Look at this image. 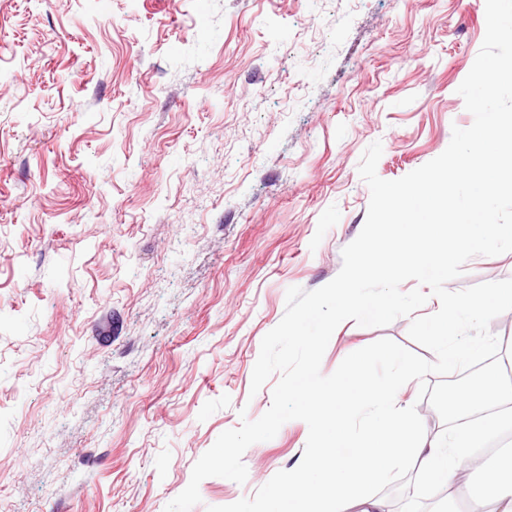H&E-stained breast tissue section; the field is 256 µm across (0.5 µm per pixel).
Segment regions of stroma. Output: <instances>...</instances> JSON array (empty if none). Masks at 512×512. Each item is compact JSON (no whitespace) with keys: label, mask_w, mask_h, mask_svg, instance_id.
<instances>
[{"label":"stroma","mask_w":512,"mask_h":512,"mask_svg":"<svg viewBox=\"0 0 512 512\" xmlns=\"http://www.w3.org/2000/svg\"><path fill=\"white\" fill-rule=\"evenodd\" d=\"M485 0H0V512H164L218 436L258 419L263 337L286 291L336 277L370 190L473 123L457 89ZM512 278L469 259L459 291ZM409 318L341 323L321 362ZM305 422L204 479L192 512L300 463ZM411 459L370 490L385 512H469Z\"/></svg>","instance_id":"stroma-1"}]
</instances>
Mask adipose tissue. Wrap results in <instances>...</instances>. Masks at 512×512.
Instances as JSON below:
<instances>
[{"instance_id":"ef3b65f1","label":"adipose tissue","mask_w":512,"mask_h":512,"mask_svg":"<svg viewBox=\"0 0 512 512\" xmlns=\"http://www.w3.org/2000/svg\"><path fill=\"white\" fill-rule=\"evenodd\" d=\"M301 387L316 414L332 416L333 431L319 434L320 449L312 454L313 466L324 474L322 481L309 482L302 474L289 476V491L281 498L277 512H344V501L351 494L359 498L360 512H383L382 504L367 493L366 487L401 458H411L422 476L446 488L450 475L467 461V449L481 447L484 437L512 427V410L493 413L476 425L457 423L448 441H434L414 414H397L392 388H362L352 399L307 379L302 380ZM338 403L347 411L359 403L373 407L361 440L347 438L345 419L333 414Z\"/></svg>"}]
</instances>
